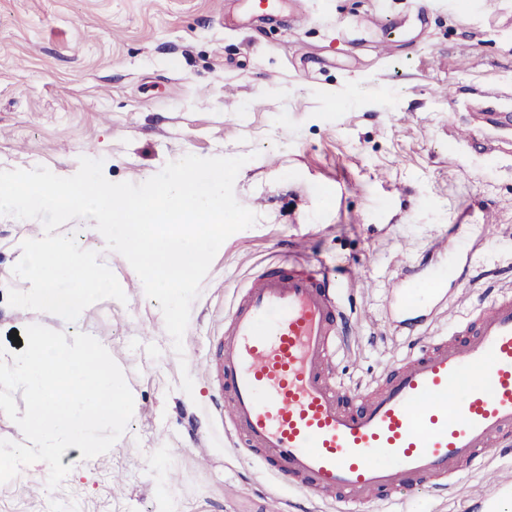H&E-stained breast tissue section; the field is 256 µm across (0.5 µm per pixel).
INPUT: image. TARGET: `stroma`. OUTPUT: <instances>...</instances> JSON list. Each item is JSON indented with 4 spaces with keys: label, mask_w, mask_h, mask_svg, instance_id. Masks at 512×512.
<instances>
[{
    "label": "stroma",
    "mask_w": 512,
    "mask_h": 512,
    "mask_svg": "<svg viewBox=\"0 0 512 512\" xmlns=\"http://www.w3.org/2000/svg\"><path fill=\"white\" fill-rule=\"evenodd\" d=\"M273 16L251 0H0V169L72 174L99 159L112 182L140 184L192 154L247 156L234 183L255 226L220 247L191 305L176 354L157 300L131 280L81 220L61 226L125 288L75 323L6 301L34 220L0 216V343L38 323L95 337L134 397L125 434L48 491L38 461L0 484V512H296L298 496L232 448L210 409L201 366L238 287L285 255L353 268L342 297L365 314L336 361L344 385L369 387L411 347L391 324L389 285L404 265H445L473 247L466 285L422 329L448 331L489 284L512 285V0H283ZM455 82V107L432 88ZM360 89L350 100L352 89ZM491 205L458 223L468 199ZM193 379L181 387L182 372ZM210 439L201 461L195 434ZM174 469V487L163 481ZM512 483V454L466 473L451 492L419 489L373 512H466L474 489Z\"/></svg>",
    "instance_id": "stroma-1"
}]
</instances>
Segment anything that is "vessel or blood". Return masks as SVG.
Here are the masks:
<instances>
[{
	"instance_id": "vessel-or-blood-1",
	"label": "vessel or blood",
	"mask_w": 512,
	"mask_h": 512,
	"mask_svg": "<svg viewBox=\"0 0 512 512\" xmlns=\"http://www.w3.org/2000/svg\"><path fill=\"white\" fill-rule=\"evenodd\" d=\"M468 266L406 268L393 284L397 324L418 330ZM351 316L324 268L295 262L252 275L214 338L203 371L236 449L308 501L343 512L428 488L512 448V290L479 301L448 332L415 344L376 386L344 387L336 367ZM508 484L483 488L472 512H501Z\"/></svg>"
}]
</instances>
